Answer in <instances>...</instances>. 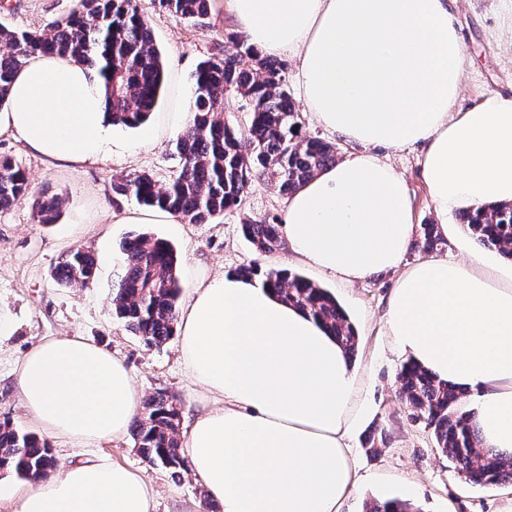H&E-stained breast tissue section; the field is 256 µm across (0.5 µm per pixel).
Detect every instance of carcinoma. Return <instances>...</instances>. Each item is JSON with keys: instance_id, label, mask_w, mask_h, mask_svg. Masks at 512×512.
Wrapping results in <instances>:
<instances>
[{"instance_id": "carcinoma-1", "label": "carcinoma", "mask_w": 512, "mask_h": 512, "mask_svg": "<svg viewBox=\"0 0 512 512\" xmlns=\"http://www.w3.org/2000/svg\"><path fill=\"white\" fill-rule=\"evenodd\" d=\"M76 7L54 19L46 33L18 32L0 25V108L10 103L15 73L37 53L69 56L93 72L108 94L112 125L135 127L147 122L165 83V68L150 29L135 0H76ZM174 18L194 24L211 15L213 0H157ZM254 68L241 67L243 56ZM248 105L250 118L237 131L221 119L227 95ZM250 152L242 149L241 139ZM180 170L164 183L140 173L112 180V201L134 198L189 224H208L237 207L245 189L261 181L289 195L320 169L336 161V145L320 138H299L296 112L286 81L285 63L262 57L240 35L230 33L224 55L202 64L194 74L189 117L176 140ZM20 164L0 155V211L29 194ZM61 198L36 202L41 224H52ZM470 238L482 249L512 260V203L491 204L459 215ZM242 232L261 254L282 246L280 225L244 221ZM440 242L435 225H422L413 248L430 253ZM123 271L112 288V307L130 332L151 347L175 335L181 280L176 251L164 239L138 234L123 246ZM244 278H259L286 304L324 324L347 356L354 355L358 334L333 295L288 269H262L254 262L239 268ZM65 287L96 285V263L77 249L55 268ZM400 398L413 421L431 429L438 448L454 461L469 482L480 486L512 483V455L483 446L469 413L460 409L463 393L427 371L408 364L400 376ZM180 408L164 392L149 397L131 426L135 446L151 465L182 476ZM54 457L47 441L8 421L0 423V472L24 479L46 474ZM366 512H420L397 499L372 503Z\"/></svg>"}]
</instances>
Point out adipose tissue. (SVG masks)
<instances>
[{
    "label": "adipose tissue",
    "instance_id": "1",
    "mask_svg": "<svg viewBox=\"0 0 512 512\" xmlns=\"http://www.w3.org/2000/svg\"><path fill=\"white\" fill-rule=\"evenodd\" d=\"M456 0H225L249 43L296 58L305 105L353 147L288 198L289 262L346 283L393 274L386 333L399 355L471 393L486 447L512 454V278L475 257L407 264L416 236L407 183L380 154L421 146L439 217L512 202V96L457 108L466 69ZM58 165L112 151L105 91L69 57L17 71L0 133ZM182 362L204 392L182 454L221 512H346L358 484L348 439L358 393L321 324L232 272L189 289L178 312ZM47 438L123 439L140 394L126 363L81 336L30 348L14 369ZM11 512H154L151 485L103 455L11 490Z\"/></svg>",
    "mask_w": 512,
    "mask_h": 512
}]
</instances>
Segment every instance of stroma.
Returning a JSON list of instances; mask_svg holds the SVG:
<instances>
[{
	"mask_svg": "<svg viewBox=\"0 0 512 512\" xmlns=\"http://www.w3.org/2000/svg\"><path fill=\"white\" fill-rule=\"evenodd\" d=\"M223 3L214 0L210 23L201 27L174 19L152 0H137L166 71L151 127L162 128L172 113L190 102L198 64L220 57L227 33L236 31ZM71 5V0H0V25L40 32ZM454 15L469 62L459 105H474L491 94H512V8L502 0H457ZM112 134L111 155L69 168L28 152L11 134H0V153L11 155L26 170L33 193L63 199L59 217L48 225L38 223L28 200L0 211L1 422L35 431L18 400L13 366L30 347L64 335L85 337L119 355L144 396L164 391L176 399L181 412L193 409L198 389L179 358L178 338L160 348L148 346L112 310V286L122 271V244L129 236L146 232L173 245L183 287L256 261L267 269L292 267L330 291L346 311L359 336L351 363L361 387L352 446L362 482L349 501V512H364L366 501L386 498L412 503L419 512H512V484L488 488L468 482L437 447L431 431L411 421L399 402L398 375L405 361L392 350L384 321L393 276L347 285L307 265L288 264L285 250L257 252L242 235V221L281 222L287 204L286 197L258 182L246 188L239 206L211 224L175 221L130 198L110 202L113 177L146 172L165 181L180 168L174 137L144 143L140 129L120 126ZM382 154L408 185L415 224L437 223L421 174L420 147L386 148ZM76 248L95 256L96 287L64 288L52 279L56 265ZM375 426L384 429L386 443L373 454L363 440ZM91 450L145 476L155 492V512H204L202 492L191 473L172 479L166 470L141 458L132 437L105 440Z\"/></svg>",
	"mask_w": 512,
	"mask_h": 512,
	"instance_id": "1",
	"label": "stroma"
}]
</instances>
